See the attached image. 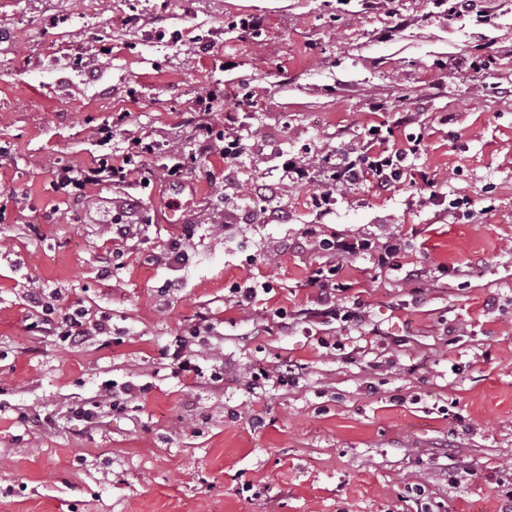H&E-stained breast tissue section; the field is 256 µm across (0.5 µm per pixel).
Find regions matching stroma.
<instances>
[{"instance_id": "stroma-1", "label": "stroma", "mask_w": 512, "mask_h": 512, "mask_svg": "<svg viewBox=\"0 0 512 512\" xmlns=\"http://www.w3.org/2000/svg\"><path fill=\"white\" fill-rule=\"evenodd\" d=\"M486 14L490 23L478 21ZM263 18L258 33L240 21ZM248 133L196 155L198 98ZM157 142L130 182L76 200L60 168ZM422 136L434 186L293 184L282 164ZM0 512H501L512 499V0H0ZM183 161L180 181L167 166ZM467 196L486 206L449 209ZM178 222H169V214ZM122 236L118 268L101 259ZM185 257L167 258L170 238ZM366 323L319 316L322 239ZM402 243L398 269L375 254ZM257 297L239 302L237 288ZM111 331L32 329L28 297ZM202 376L166 349L198 314ZM296 365L292 384L253 375ZM223 365L224 379L208 378ZM140 388L119 411L108 391ZM97 409L95 425L74 417ZM326 250L338 257H346L347 255H357L364 251L371 249V243L367 239L356 240L355 242H349L347 240H333L324 242Z\"/></svg>"}]
</instances>
